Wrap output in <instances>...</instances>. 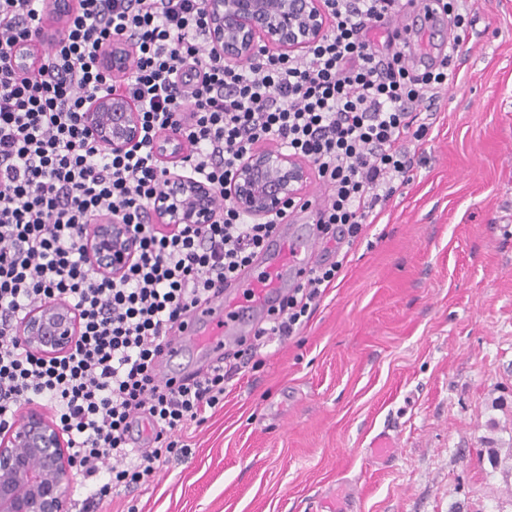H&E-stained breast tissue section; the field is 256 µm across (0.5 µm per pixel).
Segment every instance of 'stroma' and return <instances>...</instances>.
<instances>
[{"instance_id": "35a3bbf8", "label": "stroma", "mask_w": 512, "mask_h": 512, "mask_svg": "<svg viewBox=\"0 0 512 512\" xmlns=\"http://www.w3.org/2000/svg\"><path fill=\"white\" fill-rule=\"evenodd\" d=\"M410 181L185 457L93 512H512V0L477 10Z\"/></svg>"}]
</instances>
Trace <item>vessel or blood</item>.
I'll return each mask as SVG.
<instances>
[{
  "instance_id": "obj_1",
  "label": "vessel or blood",
  "mask_w": 512,
  "mask_h": 512,
  "mask_svg": "<svg viewBox=\"0 0 512 512\" xmlns=\"http://www.w3.org/2000/svg\"><path fill=\"white\" fill-rule=\"evenodd\" d=\"M315 247L312 225L279 224L268 240L263 266L242 270L218 301L198 306L174 336L165 350L161 375L179 377L190 357H216L225 345L250 335L273 301L313 265Z\"/></svg>"
}]
</instances>
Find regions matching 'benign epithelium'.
Masks as SVG:
<instances>
[{
  "mask_svg": "<svg viewBox=\"0 0 512 512\" xmlns=\"http://www.w3.org/2000/svg\"><path fill=\"white\" fill-rule=\"evenodd\" d=\"M75 0H46L45 17L63 25ZM207 41L212 54L227 65H243L258 51L289 57L320 41L329 27L323 0H206ZM36 58L34 45L13 51V64L27 70ZM114 78L128 74L130 48L112 42L100 58ZM86 125L102 145L114 152L136 146L141 138L140 113L130 99L110 90L94 95ZM183 137L169 133L157 149L165 176L148 205L154 223L171 230L211 224L218 217L215 189L187 174L180 164ZM311 180L304 159L257 148L246 155L224 186V197L239 212L263 222L303 197ZM85 249L92 269L118 280L137 253V240L119 218L91 224ZM75 310L57 299L37 306L18 327V335L34 354L66 353L79 335ZM75 461L59 425L36 406L25 408L17 423L0 430V512H70L66 485Z\"/></svg>",
  "mask_w": 512,
  "mask_h": 512,
  "instance_id": "obj_1",
  "label": "benign epithelium"
}]
</instances>
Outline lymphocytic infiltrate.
<instances>
[{
  "mask_svg": "<svg viewBox=\"0 0 512 512\" xmlns=\"http://www.w3.org/2000/svg\"><path fill=\"white\" fill-rule=\"evenodd\" d=\"M55 50L18 71L6 52L39 37L45 0H0V429L23 404L47 400L77 462L86 503L153 483L188 452L187 433L224 407L241 371L307 327L385 204L405 185L408 145L429 125L455 69L448 49L412 63L396 23L415 0H324L332 26L299 56L261 52L229 66L205 48V0H78ZM386 32L375 42L374 30ZM133 47L120 85L138 107L142 137L124 153L88 131L89 97L112 78L99 53L112 39ZM167 131L192 146V174L223 191L260 144L307 158L326 195L319 238L335 245L232 356L184 381L163 380L155 361L198 303L250 265L275 227L221 204L215 222L160 231L149 198L162 184L154 147ZM101 216L138 241L119 280L96 275L82 243ZM68 302L80 317L72 349L45 358L16 327L38 305Z\"/></svg>",
  "mask_w": 512,
  "mask_h": 512,
  "instance_id": "1",
  "label": "lymphocytic infiltrate"
}]
</instances>
